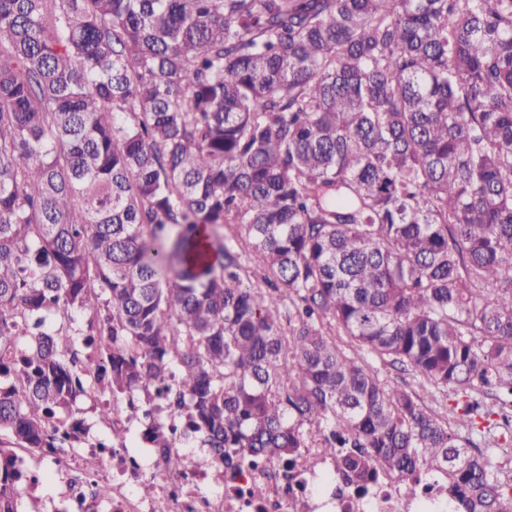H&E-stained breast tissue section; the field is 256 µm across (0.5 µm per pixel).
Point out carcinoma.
Masks as SVG:
<instances>
[{"instance_id": "carcinoma-1", "label": "carcinoma", "mask_w": 512, "mask_h": 512, "mask_svg": "<svg viewBox=\"0 0 512 512\" xmlns=\"http://www.w3.org/2000/svg\"><path fill=\"white\" fill-rule=\"evenodd\" d=\"M77 347L224 460L512 512V0H0V436Z\"/></svg>"}]
</instances>
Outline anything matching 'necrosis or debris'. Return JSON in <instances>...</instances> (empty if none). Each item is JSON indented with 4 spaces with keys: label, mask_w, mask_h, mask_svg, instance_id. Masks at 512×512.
Wrapping results in <instances>:
<instances>
[{
    "label": "necrosis or debris",
    "mask_w": 512,
    "mask_h": 512,
    "mask_svg": "<svg viewBox=\"0 0 512 512\" xmlns=\"http://www.w3.org/2000/svg\"><path fill=\"white\" fill-rule=\"evenodd\" d=\"M108 425L125 437L103 449L89 439L82 419L49 420L40 443L15 454L23 473L15 485L17 496L32 499L38 487V474L26 464L27 456L35 455L51 462L58 477L51 512H444L448 506L441 484L425 477L412 492L385 475L359 489L340 479L335 461L317 448L305 449L292 469L271 461L230 469L203 450L193 470L171 471L169 456L188 442L179 436L170 447H157L155 428L170 430L174 423L142 397L123 400ZM89 449L103 455L93 473L82 463Z\"/></svg>",
    "instance_id": "necrosis-or-debris-1"
}]
</instances>
